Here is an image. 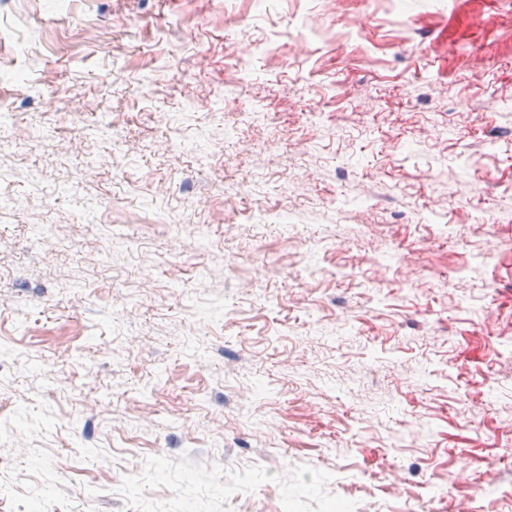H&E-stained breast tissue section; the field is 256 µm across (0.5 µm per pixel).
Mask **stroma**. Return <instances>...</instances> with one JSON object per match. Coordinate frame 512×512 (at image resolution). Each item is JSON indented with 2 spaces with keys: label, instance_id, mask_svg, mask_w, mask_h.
Returning a JSON list of instances; mask_svg holds the SVG:
<instances>
[{
  "label": "stroma",
  "instance_id": "stroma-1",
  "mask_svg": "<svg viewBox=\"0 0 512 512\" xmlns=\"http://www.w3.org/2000/svg\"><path fill=\"white\" fill-rule=\"evenodd\" d=\"M0 103V512H512V0H0Z\"/></svg>",
  "mask_w": 512,
  "mask_h": 512
}]
</instances>
